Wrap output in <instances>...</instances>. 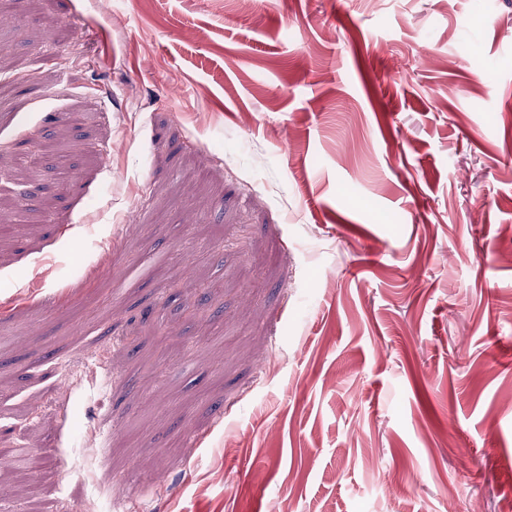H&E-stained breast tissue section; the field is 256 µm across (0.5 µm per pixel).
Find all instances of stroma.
I'll use <instances>...</instances> for the list:
<instances>
[{
  "label": "stroma",
  "mask_w": 512,
  "mask_h": 512,
  "mask_svg": "<svg viewBox=\"0 0 512 512\" xmlns=\"http://www.w3.org/2000/svg\"><path fill=\"white\" fill-rule=\"evenodd\" d=\"M1 170L0 512L512 505V0H0Z\"/></svg>",
  "instance_id": "35a3bbf8"
}]
</instances>
